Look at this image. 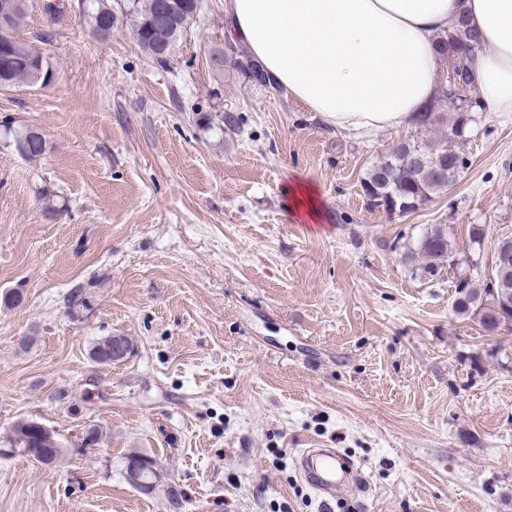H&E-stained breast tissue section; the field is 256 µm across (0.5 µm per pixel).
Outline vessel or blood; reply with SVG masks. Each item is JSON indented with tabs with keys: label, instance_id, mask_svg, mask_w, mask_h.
<instances>
[{
	"label": "vessel or blood",
	"instance_id": "b4317fda",
	"mask_svg": "<svg viewBox=\"0 0 512 512\" xmlns=\"http://www.w3.org/2000/svg\"><path fill=\"white\" fill-rule=\"evenodd\" d=\"M296 464L306 484L325 507L335 502L337 490L356 471L354 463L333 448L301 449Z\"/></svg>",
	"mask_w": 512,
	"mask_h": 512
}]
</instances>
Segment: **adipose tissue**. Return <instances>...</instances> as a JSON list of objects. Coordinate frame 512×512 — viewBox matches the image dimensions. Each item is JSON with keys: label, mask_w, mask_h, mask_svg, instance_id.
Instances as JSON below:
<instances>
[{"label": "adipose tissue", "mask_w": 512, "mask_h": 512, "mask_svg": "<svg viewBox=\"0 0 512 512\" xmlns=\"http://www.w3.org/2000/svg\"><path fill=\"white\" fill-rule=\"evenodd\" d=\"M224 12L272 85L357 137L415 124L438 91L436 42L465 17L480 35L470 83L512 118V0H225Z\"/></svg>", "instance_id": "1"}]
</instances>
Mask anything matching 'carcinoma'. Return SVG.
Returning a JSON list of instances; mask_svg holds the SVG:
<instances>
[{
    "mask_svg": "<svg viewBox=\"0 0 512 512\" xmlns=\"http://www.w3.org/2000/svg\"><path fill=\"white\" fill-rule=\"evenodd\" d=\"M9 32L0 35V90H12L27 86L45 88L56 79L57 69L48 55L34 50L19 36V30L33 7V0H17ZM164 0H132L121 5L118 0H82L83 19L91 34L105 31L112 34L120 18L132 22V30L137 35L135 46L150 55L157 63L169 61L176 43L192 23L199 18L201 0H174L182 5L172 23L160 26L157 12ZM474 34L465 20L459 18L441 36L437 53L448 65V69L465 74V59L468 56L466 40ZM214 53L224 54V61L233 68L244 71L259 69L246 54L232 48L228 53L217 48ZM4 146L21 157L33 160L51 149L44 135H38L27 126L4 127ZM467 161L457 151L448 152V146H432L411 139L406 141L404 153L385 155L374 162L361 181L362 189L371 191L377 199L400 206L404 203L423 204L432 196L448 190L464 169ZM403 260L417 276L434 279L454 259L450 244L448 225L429 224L418 240L417 248L407 249ZM454 310L464 317L476 321L482 328H490L491 322L505 318L506 306L500 289L490 287L485 280L479 284L469 277H461L454 285ZM124 347L127 353L134 351V342L127 336L112 335L98 339L90 350V359L102 364L112 350L113 344ZM9 448L18 449L34 460L51 465L58 462L64 453V446L53 430L37 421L20 419L12 428V437L6 440Z\"/></svg>",
    "mask_w": 512,
    "mask_h": 512,
    "instance_id": "carcinoma-1",
    "label": "carcinoma"
}]
</instances>
